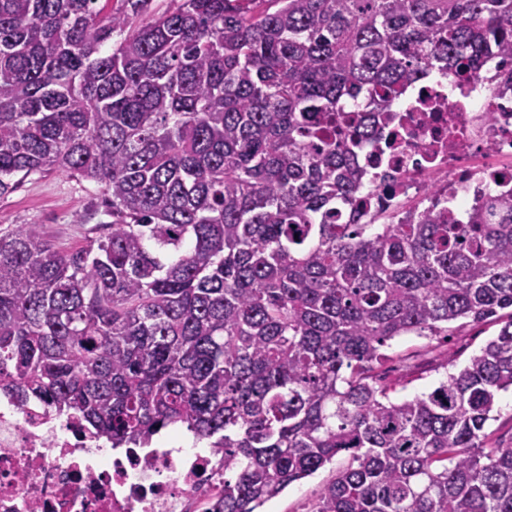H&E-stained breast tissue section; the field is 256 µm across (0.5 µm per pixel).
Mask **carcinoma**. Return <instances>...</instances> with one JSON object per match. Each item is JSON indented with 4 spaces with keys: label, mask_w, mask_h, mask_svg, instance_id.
Instances as JSON below:
<instances>
[{
    "label": "carcinoma",
    "mask_w": 512,
    "mask_h": 512,
    "mask_svg": "<svg viewBox=\"0 0 512 512\" xmlns=\"http://www.w3.org/2000/svg\"><path fill=\"white\" fill-rule=\"evenodd\" d=\"M104 5H99V2ZM0 0V196L104 188L71 250L0 229V390L114 448L172 427L224 455L210 512H261L340 454L312 512H512V193L464 224H358V150L427 67L512 59V0ZM115 33L123 35L112 42ZM498 334L429 392L399 337ZM493 415L496 420L489 421V431H495V436H503L509 439L512 435V394L502 393Z\"/></svg>",
    "instance_id": "carcinoma-1"
}]
</instances>
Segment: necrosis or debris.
<instances>
[{"label": "necrosis or debris", "mask_w": 512, "mask_h": 512, "mask_svg": "<svg viewBox=\"0 0 512 512\" xmlns=\"http://www.w3.org/2000/svg\"><path fill=\"white\" fill-rule=\"evenodd\" d=\"M480 80L427 74L389 106L360 164L368 195L393 190L386 212L435 206L459 221L489 190H512V64ZM224 463L197 446L115 453L75 416L0 392V512H204Z\"/></svg>", "instance_id": "1"}]
</instances>
